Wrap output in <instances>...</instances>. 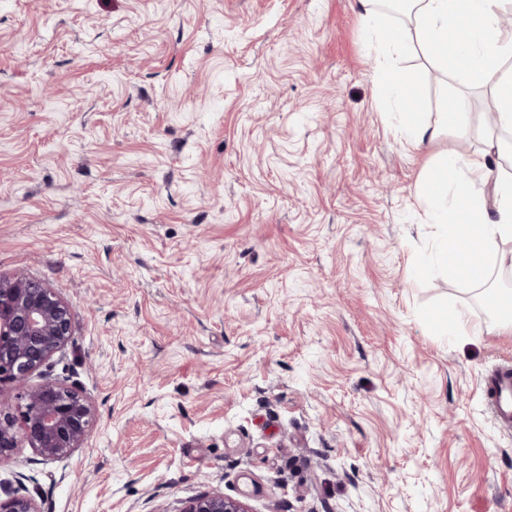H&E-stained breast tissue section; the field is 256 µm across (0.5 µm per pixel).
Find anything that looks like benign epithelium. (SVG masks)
<instances>
[{"mask_svg":"<svg viewBox=\"0 0 512 512\" xmlns=\"http://www.w3.org/2000/svg\"><path fill=\"white\" fill-rule=\"evenodd\" d=\"M72 335L71 308L54 289L26 273L0 279V385L16 390L15 409L0 406V465L24 440L45 461L85 447L96 421L92 400L48 373ZM39 381L31 382L33 376ZM0 512H40L35 499L15 491L0 497ZM184 512H249L245 503L202 495Z\"/></svg>","mask_w":512,"mask_h":512,"instance_id":"benign-epithelium-1","label":"benign epithelium"}]
</instances>
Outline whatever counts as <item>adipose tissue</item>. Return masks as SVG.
I'll list each match as a JSON object with an SVG mask.
<instances>
[{"label":"adipose tissue","mask_w":512,"mask_h":512,"mask_svg":"<svg viewBox=\"0 0 512 512\" xmlns=\"http://www.w3.org/2000/svg\"><path fill=\"white\" fill-rule=\"evenodd\" d=\"M498 0H405L407 26L389 34L386 17L375 0H359L365 27L384 37L388 53H427L431 68L387 64L382 72L387 94L404 103L408 140L420 146L457 130L469 113L457 106L430 114L417 95L432 71L458 75L466 88H488L494 94L496 126L512 130V43L500 37ZM502 149L487 134L484 150L459 161L441 154L423 177L421 194L429 219L438 228L431 255L419 260V277L442 275L478 290L496 325L512 329V313L500 302L502 291L491 284L495 269L512 272V174L500 163Z\"/></svg>","instance_id":"obj_1"}]
</instances>
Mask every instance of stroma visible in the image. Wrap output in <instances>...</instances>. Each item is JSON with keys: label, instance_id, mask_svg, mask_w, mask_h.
<instances>
[{"label": "stroma", "instance_id": "1", "mask_svg": "<svg viewBox=\"0 0 512 512\" xmlns=\"http://www.w3.org/2000/svg\"><path fill=\"white\" fill-rule=\"evenodd\" d=\"M354 0H0V277L70 305L55 376L84 448L27 443L0 486L41 512H512V430L481 381L512 330L417 281L414 147ZM469 308L475 336L436 313ZM184 512H250L245 503L223 495H202L190 502Z\"/></svg>", "mask_w": 512, "mask_h": 512}]
</instances>
